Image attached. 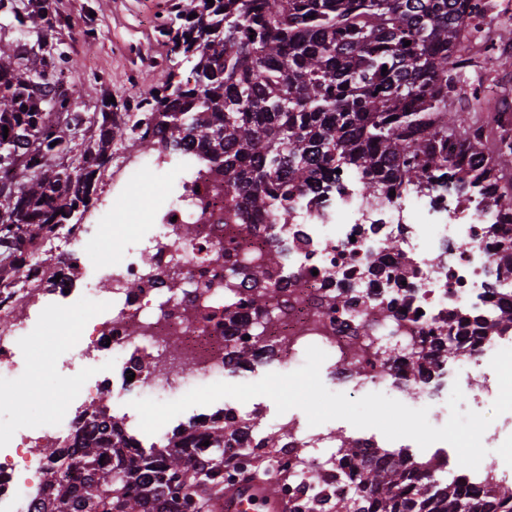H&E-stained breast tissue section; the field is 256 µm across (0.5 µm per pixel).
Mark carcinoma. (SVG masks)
I'll return each mask as SVG.
<instances>
[{"mask_svg": "<svg viewBox=\"0 0 512 512\" xmlns=\"http://www.w3.org/2000/svg\"><path fill=\"white\" fill-rule=\"evenodd\" d=\"M198 2L197 17L179 15L176 29L162 30L173 52L194 61L190 76L142 100L148 123L128 128L107 93L92 120L74 111L75 89L64 86L56 58L26 40L31 23L54 29L51 0H0L3 26L20 34L0 44V289L42 270L37 241L93 205L112 140L125 134L158 152L196 146L224 175L228 211L249 223L270 211L285 217L294 193L323 188L340 168L362 172L370 196L387 178L427 188L446 168V191L505 205L512 161L498 152L507 131L493 135L478 97L456 106L488 0ZM84 125L89 135L71 160L62 128ZM262 343L250 337L228 364H250ZM99 417L101 429L81 439L66 467L57 449H44L43 512H213L224 498L220 452L234 434L224 423L207 434L212 466H191L176 428L157 469L131 452L135 437L114 433L120 421L104 408ZM114 457L125 464L119 473L108 465ZM361 463L360 483L337 512H512V485L502 481L487 484L483 504L439 481L414 498L408 487L422 474L399 455L375 452Z\"/></svg>", "mask_w": 512, "mask_h": 512, "instance_id": "cac0c4a2", "label": "carcinoma"}]
</instances>
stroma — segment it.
<instances>
[{"mask_svg":"<svg viewBox=\"0 0 512 512\" xmlns=\"http://www.w3.org/2000/svg\"><path fill=\"white\" fill-rule=\"evenodd\" d=\"M191 0H53L59 18L54 30H32L31 42H44L47 51L61 57L62 76L77 91L76 109L89 116L104 93H111L127 111H137L152 90L171 80L186 78L192 68L183 55L172 53L163 25ZM114 157L140 161L122 199L112 196V171L99 174L97 195L112 206L108 235L91 236L83 247L89 258L118 254L153 231V213L168 198L170 175L145 166L146 154L129 138L115 140ZM82 310L58 309L53 320L43 322L35 336L20 349L23 365L19 383L0 389V429L14 424L61 419L81 404L68 381L89 379L90 367L75 362L63 372L80 332Z\"/></svg>","mask_w":512,"mask_h":512,"instance_id":"obj_1","label":"stroma"}]
</instances>
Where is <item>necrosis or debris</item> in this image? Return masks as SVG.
<instances>
[{
	"label": "necrosis or debris",
	"instance_id": "4bbe7bcc",
	"mask_svg": "<svg viewBox=\"0 0 512 512\" xmlns=\"http://www.w3.org/2000/svg\"><path fill=\"white\" fill-rule=\"evenodd\" d=\"M154 163L168 168L181 192L154 213L158 235L94 260L107 290L78 288L88 228L65 224L45 243L68 260L59 282L50 287L33 278L12 291L22 303L42 294L61 307L78 302L107 312L87 315L75 341L80 357L97 370L81 385L83 411L15 427L0 449V512H41L44 486L19 479V472L43 475V447L71 453L78 438L93 431L104 397L171 401L191 379L223 380L227 345L258 325L267 342L255 362L291 371L315 345L326 352L339 384H370L387 395L411 390L435 416L445 411L448 364L436 357L433 342L448 335L461 359L483 368L472 399L479 403L494 393L490 361L498 350L512 348V329H482L477 322L512 307V261L489 233L498 215L477 199L452 200L443 190L419 192L391 181L371 200L361 189L363 175L349 170L337 174L332 192L296 194L287 223L267 214L245 224L225 209L221 177L195 151L184 152L179 162L160 154ZM186 224L194 225L193 237H184ZM277 250L288 263V281L264 316L249 301V272ZM232 271L239 293L228 300L224 276ZM2 316L9 323L0 328V387L16 381L19 349L42 322L38 315L12 314L6 302ZM370 334L397 341L391 367H380L366 342ZM216 418L237 430L224 444L225 478L259 466L268 480H286L288 496L319 493L330 464L313 450L324 434L306 432L293 418L277 424L273 435L259 433L220 401L181 428L201 437Z\"/></svg>",
	"mask_w": 512,
	"mask_h": 512
}]
</instances>
